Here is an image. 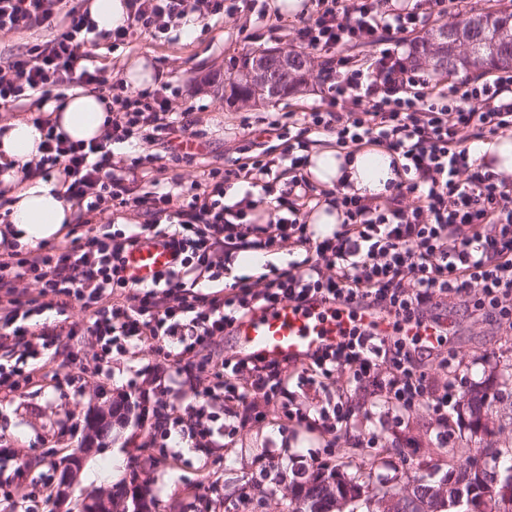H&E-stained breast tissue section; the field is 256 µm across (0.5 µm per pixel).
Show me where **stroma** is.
Instances as JSON below:
<instances>
[{
	"instance_id": "stroma-1",
	"label": "stroma",
	"mask_w": 512,
	"mask_h": 512,
	"mask_svg": "<svg viewBox=\"0 0 512 512\" xmlns=\"http://www.w3.org/2000/svg\"><path fill=\"white\" fill-rule=\"evenodd\" d=\"M274 48L299 49L292 28L270 29L258 10L242 7L232 15L212 17L195 24L193 31L177 27L171 40L136 35L132 42L112 48L99 40L92 47L93 64L107 79L123 78L127 63L144 58L164 81L193 87L192 97L178 100V109L192 108V116L205 132L202 153L191 163L167 162L161 181L191 183L203 170L221 167L236 156L233 129L258 126L272 112H285L320 103L322 88L316 69H309L305 83L287 96L267 100L258 97L226 101L224 80L236 76L248 54ZM448 317L455 324L446 346L456 356L458 386L480 383L502 395L512 394V336L481 315L452 305ZM55 356L56 378L34 376L16 397L0 398V505L7 499H24L27 512H49L44 488L58 490L59 462L81 445L87 432L85 419L91 411L108 408L123 399L132 381L160 375L158 359L148 348L138 347L115 356L110 368H101L86 338L66 336ZM349 404L374 411L369 429L384 431L387 447L357 446L358 429L339 427L334 433L311 432L288 421L281 409L266 410L250 420L232 438L221 437L213 448L184 447L180 437L166 445H152L142 457L139 472L147 478L156 506L152 512H187L199 492V478L220 471L221 505L215 512H282L283 490L292 469L311 461L346 463L347 473L370 466V480L390 485L405 479L418 462L428 460L436 446L438 428L428 409L414 412L409 426H395L390 413L375 408V399L364 389H349ZM154 400H147L141 420L113 423L112 434L101 447L91 449L69 494L70 512H79L84 494L106 492L113 483L88 482L86 473L112 457L129 458L130 451L147 440L155 417ZM262 496H255V489Z\"/></svg>"
}]
</instances>
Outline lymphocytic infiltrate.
Masks as SVG:
<instances>
[{
    "label": "lymphocytic infiltrate",
    "instance_id": "lymphocytic-infiltrate-1",
    "mask_svg": "<svg viewBox=\"0 0 512 512\" xmlns=\"http://www.w3.org/2000/svg\"><path fill=\"white\" fill-rule=\"evenodd\" d=\"M125 7L127 25L107 33L116 46L143 32L165 37L191 16L224 14V0H125ZM467 10L468 0H415L408 10L388 8L387 0H313L296 34L327 89L322 104L278 112L265 127L245 129L233 167L210 169L187 188L155 179L141 193L139 168L161 159L155 145L180 137V160L194 159V121L174 108L181 86L134 91L107 80L90 63L95 30L69 0H0V33L54 32L0 67V110L33 98L59 102L75 87L111 91L112 120L101 136L73 142L45 125L37 165L62 169L67 201L86 212L122 208L142 218L123 229L110 221L94 225L63 244L0 252V347L22 349L32 361L27 371L0 366V389L21 390L42 369L44 350L81 331L94 339L101 359L146 345L173 367L168 384L154 387L166 398L154 430L190 439L196 448L213 447L218 407L228 436L259 403L283 399L289 420L308 430L328 433L335 423L352 422L346 391L334 385L339 372L400 414L427 406L439 428L437 444L446 447L448 412L460 394L454 381L434 384L432 370L448 374L454 366L437 345L354 329L310 355L300 370L287 360L225 355L215 339L251 313L309 298L354 302L406 320L441 319L443 307L459 301L512 329V178L465 144L469 137L512 134V69L444 84L410 68L403 52L431 19L455 20ZM322 136L350 153L384 147L399 160V180L388 182L384 197L317 189L307 166ZM129 141L153 151L128 164L115 159L113 145ZM259 194L275 201L262 224L251 218ZM324 201L343 217L325 236L308 222ZM158 235L170 239L179 263L155 286L129 284L126 255ZM244 251H285L289 260L239 275L233 268ZM29 278L37 292L24 288ZM73 303L87 317L85 328L31 322ZM296 373L325 395L319 423L290 398Z\"/></svg>",
    "mask_w": 512,
    "mask_h": 512
}]
</instances>
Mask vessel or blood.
<instances>
[{"instance_id":"1","label":"vessel or blood","mask_w":512,"mask_h":512,"mask_svg":"<svg viewBox=\"0 0 512 512\" xmlns=\"http://www.w3.org/2000/svg\"><path fill=\"white\" fill-rule=\"evenodd\" d=\"M178 262L168 238L156 236L126 256L125 275L139 287L154 286L161 273ZM381 334L390 330L387 317L374 309L318 299L283 301L256 312L234 327L237 350L245 356L301 363L309 354L336 344L353 327Z\"/></svg>"}]
</instances>
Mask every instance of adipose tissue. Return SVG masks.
Returning a JSON list of instances; mask_svg holds the SVG:
<instances>
[{"label":"adipose tissue","instance_id":"adipose-tissue-1","mask_svg":"<svg viewBox=\"0 0 512 512\" xmlns=\"http://www.w3.org/2000/svg\"><path fill=\"white\" fill-rule=\"evenodd\" d=\"M110 106L111 101L105 96L76 90L58 109L57 126L70 140H91L101 135ZM40 141L41 132L29 119L15 118L0 126V155L13 162L12 169L0 173V187L8 189L10 196L7 211L0 218L13 238L31 245L62 236L74 213L72 204L63 196L59 171L28 177L21 173L23 166L39 160ZM391 160L387 150L375 145L350 156L336 148H325L310 154L308 171L316 184L330 187L345 176L354 192L377 196L385 194L388 182L397 177Z\"/></svg>","mask_w":512,"mask_h":512}]
</instances>
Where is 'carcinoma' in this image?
Segmentation results:
<instances>
[{
  "instance_id": "1",
  "label": "carcinoma",
  "mask_w": 512,
  "mask_h": 512,
  "mask_svg": "<svg viewBox=\"0 0 512 512\" xmlns=\"http://www.w3.org/2000/svg\"><path fill=\"white\" fill-rule=\"evenodd\" d=\"M447 28L456 32L457 39L455 44L446 47L439 42V36ZM286 59L291 62L294 77L273 95L277 98L288 94L295 83L304 79L302 55L288 53ZM411 63L448 74L480 65L512 68V11L478 13L464 17L450 27L439 26L429 37L418 41ZM230 87L232 99L256 95L266 99L273 97L263 88L244 81L242 73L230 81ZM498 403H503V397L497 392H490L487 385L471 386L461 393L460 405L468 415V434L460 438L457 446L448 450V460L443 464L435 463L425 468L420 466L407 476L406 482L397 483L384 491L386 495L392 493L401 496L396 512H421V505L426 502L430 491L441 485L449 486L448 506L444 512H460L453 507L457 491L479 495L486 483L495 480L499 487L512 490V470H496L498 457L508 453L509 449L493 442L482 444L483 437L500 434L504 430L502 424L496 429L491 428L495 421L501 422L507 415L506 408L496 407ZM479 444L485 448L486 461L484 468L475 470L472 468L471 451ZM289 489L291 496L286 503L287 512H332L336 497L344 495L349 496L352 502L363 500L368 505L379 497L370 485L347 476L338 465H320L311 473L305 470L298 472ZM112 496L119 502L127 501V507L121 512H130L136 507V500L151 497V489L145 483L131 490L119 485L112 491Z\"/></svg>"
}]
</instances>
